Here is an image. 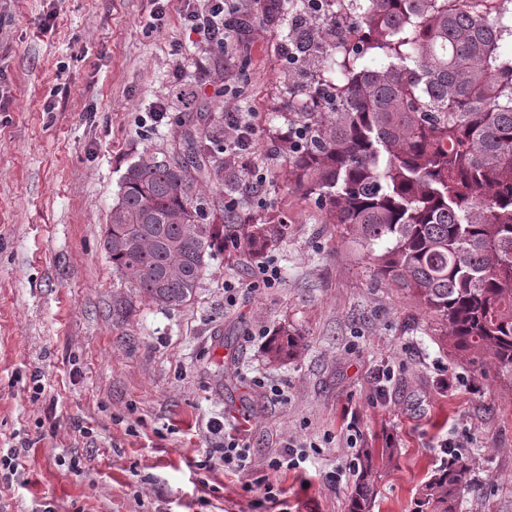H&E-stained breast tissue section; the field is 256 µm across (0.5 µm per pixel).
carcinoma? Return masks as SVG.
Segmentation results:
<instances>
[{"label": "carcinoma", "instance_id": "cac0c4a2", "mask_svg": "<svg viewBox=\"0 0 512 512\" xmlns=\"http://www.w3.org/2000/svg\"><path fill=\"white\" fill-rule=\"evenodd\" d=\"M321 0L288 39L316 73L288 113L295 193L313 199L371 254L376 273L415 293L478 366L512 372V0ZM378 50L386 64L360 66ZM186 121L171 147L127 166L104 248L144 299L185 304L217 252L249 255L286 233L255 224L224 150V102ZM350 512H372L373 454L359 456ZM471 471L460 456L424 485L416 512H454Z\"/></svg>", "mask_w": 512, "mask_h": 512}]
</instances>
